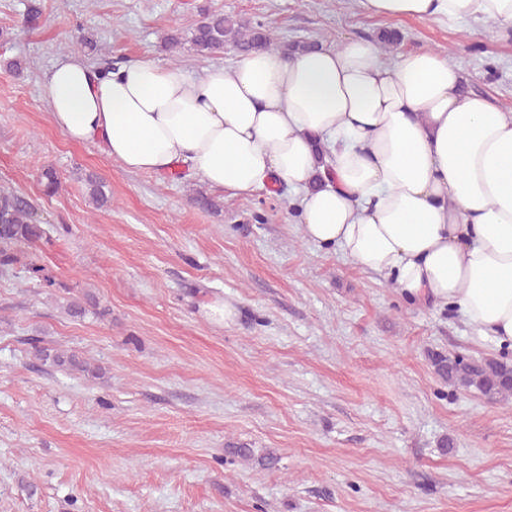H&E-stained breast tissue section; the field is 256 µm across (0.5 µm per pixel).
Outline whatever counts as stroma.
<instances>
[{
	"label": "stroma",
	"mask_w": 512,
	"mask_h": 512,
	"mask_svg": "<svg viewBox=\"0 0 512 512\" xmlns=\"http://www.w3.org/2000/svg\"><path fill=\"white\" fill-rule=\"evenodd\" d=\"M213 12L331 46L394 29L400 51H450L467 90L512 108V40L476 24L336 0H0V194L45 230L29 250L41 277L0 279V512H512V403L453 390L428 360L495 356L492 341L308 242L293 192L132 172L52 123L45 75L72 39L97 68L194 73L215 61L191 43ZM89 174L108 206L90 203ZM215 297L237 312L221 327L201 310ZM36 339L103 377L42 364ZM231 443L279 462L227 463Z\"/></svg>",
	"instance_id": "obj_1"
}]
</instances>
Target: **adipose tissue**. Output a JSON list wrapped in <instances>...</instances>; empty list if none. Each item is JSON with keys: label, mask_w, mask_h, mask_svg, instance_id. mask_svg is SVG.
<instances>
[{"label": "adipose tissue", "mask_w": 512, "mask_h": 512, "mask_svg": "<svg viewBox=\"0 0 512 512\" xmlns=\"http://www.w3.org/2000/svg\"><path fill=\"white\" fill-rule=\"evenodd\" d=\"M356 5L385 19L489 23L512 39V0ZM45 86L70 140L129 171L188 166L232 197L286 184L309 242L512 350V110L466 92L449 54L348 38L196 75L146 60L104 75L62 54Z\"/></svg>", "instance_id": "ef3b65f1"}]
</instances>
